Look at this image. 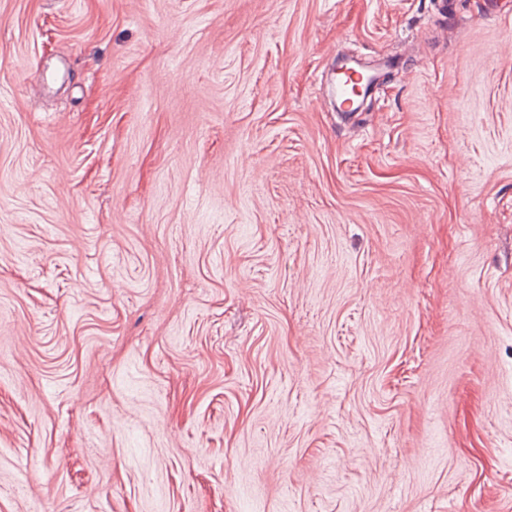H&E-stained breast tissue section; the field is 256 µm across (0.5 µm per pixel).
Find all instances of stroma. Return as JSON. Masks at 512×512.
<instances>
[{"label":"stroma","instance_id":"obj_1","mask_svg":"<svg viewBox=\"0 0 512 512\" xmlns=\"http://www.w3.org/2000/svg\"><path fill=\"white\" fill-rule=\"evenodd\" d=\"M449 2L0 0V512H512V0Z\"/></svg>","mask_w":512,"mask_h":512}]
</instances>
